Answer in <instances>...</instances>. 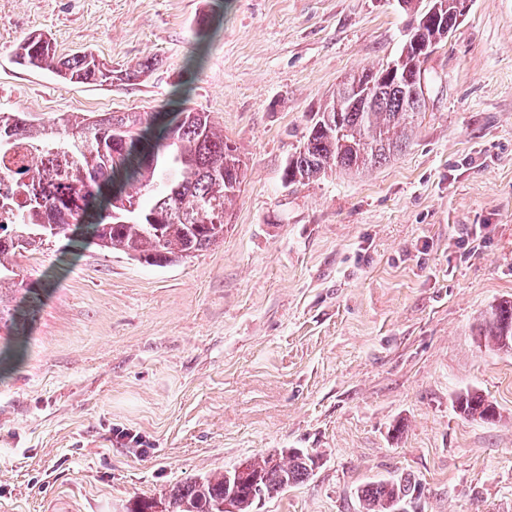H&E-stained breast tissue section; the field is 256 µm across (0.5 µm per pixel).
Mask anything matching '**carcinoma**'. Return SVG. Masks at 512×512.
<instances>
[{"mask_svg":"<svg viewBox=\"0 0 512 512\" xmlns=\"http://www.w3.org/2000/svg\"><path fill=\"white\" fill-rule=\"evenodd\" d=\"M431 16L413 14V24L393 71L381 66L349 80L310 118L308 134L290 157L288 186L306 185L336 168L359 174L407 149L426 103L420 80L431 53L459 24L456 0H431ZM21 64L44 69L62 81L112 84V67L88 53L59 54L53 43L32 35L18 48ZM24 137L35 146L54 145L77 155L71 183H50L40 156L15 172L19 184L39 190L20 223L0 225V288L20 276L16 250L46 241L87 239L104 251H118L152 266L189 258L224 237L227 208L241 191L244 163L211 115L193 109L137 113L65 114L55 126L34 123L23 113H0V149ZM149 189L144 206L130 192ZM494 348H511L512 301L500 302L478 329ZM457 410L489 419L495 407L474 392L460 397ZM315 457L300 450L247 459L243 474L212 473L174 486L157 499L138 501L130 512H254L256 501L272 499L309 479ZM419 485L409 477L370 484L361 490L364 512H407Z\"/></svg>","mask_w":512,"mask_h":512,"instance_id":"obj_1","label":"carcinoma"}]
</instances>
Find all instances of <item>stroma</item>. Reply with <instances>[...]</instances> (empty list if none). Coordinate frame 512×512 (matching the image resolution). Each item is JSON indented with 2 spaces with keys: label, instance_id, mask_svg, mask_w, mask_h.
Returning a JSON list of instances; mask_svg holds the SVG:
<instances>
[{
  "label": "stroma",
  "instance_id": "35a3bbf8",
  "mask_svg": "<svg viewBox=\"0 0 512 512\" xmlns=\"http://www.w3.org/2000/svg\"><path fill=\"white\" fill-rule=\"evenodd\" d=\"M400 0H0V113H211L246 165L224 239L149 266L43 244L0 288V512H127L189 478L300 448L309 480L255 512H512V0H472L429 57L410 146L305 186L284 168L345 76L395 58ZM111 85L15 62L33 32ZM143 66L134 81L127 68ZM476 390L494 421L459 415ZM127 429L142 445L117 438ZM477 336L491 347L512 349L505 342L504 336H512V301L500 302L491 313V316L478 329ZM419 496V485L405 476L367 485L361 491L360 500L364 512H407V507H413Z\"/></svg>",
  "mask_w": 512,
  "mask_h": 512
}]
</instances>
